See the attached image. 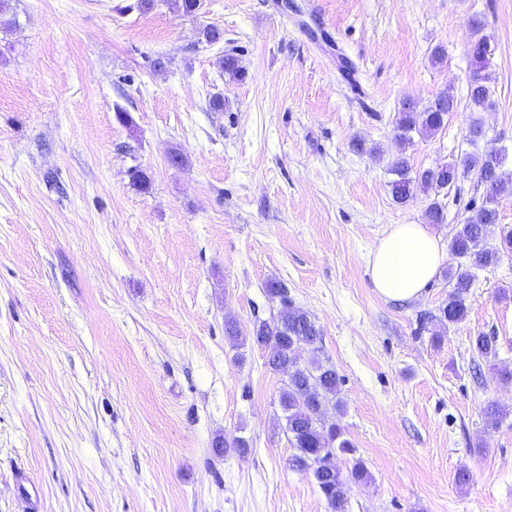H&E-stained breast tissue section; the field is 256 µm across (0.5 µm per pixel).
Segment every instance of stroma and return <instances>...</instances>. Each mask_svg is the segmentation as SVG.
Instances as JSON below:
<instances>
[{"label": "stroma", "mask_w": 512, "mask_h": 512, "mask_svg": "<svg viewBox=\"0 0 512 512\" xmlns=\"http://www.w3.org/2000/svg\"><path fill=\"white\" fill-rule=\"evenodd\" d=\"M131 2L10 0L0 24V512H329L289 464L285 377L253 341L280 308L271 281L342 379L344 412L325 419L355 448L339 466L368 471L346 512H512V256L476 270L438 343L423 316L444 274L402 304L368 273L390 226L424 223L431 201L393 200L398 153L446 164L475 118L483 147L512 153V0H203L193 17ZM477 24L494 90L478 115ZM227 53L244 80L219 68ZM444 91L446 125L400 150L403 103ZM482 197L470 177L439 196L443 242ZM481 333L495 358L473 352ZM236 437L248 454L215 452Z\"/></svg>", "instance_id": "35a3bbf8"}]
</instances>
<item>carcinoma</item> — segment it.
Listing matches in <instances>:
<instances>
[{
	"label": "carcinoma",
	"mask_w": 512,
	"mask_h": 512,
	"mask_svg": "<svg viewBox=\"0 0 512 512\" xmlns=\"http://www.w3.org/2000/svg\"><path fill=\"white\" fill-rule=\"evenodd\" d=\"M490 38L475 28L470 36V51L473 69L468 88V99L472 111L483 112L492 105L493 89L487 73L490 60L485 58ZM224 73L233 78H245L240 60L226 54L219 60ZM455 106L454 96L449 92L438 95L428 106L417 110L416 105L406 102L395 120L397 137L401 148L411 143V133L432 136L445 125L449 112ZM484 136L480 119L472 120L468 143L472 150L456 160L440 167L412 170L404 157L391 164L395 179L390 182L393 199L405 204L418 193L439 194L453 189L457 173L472 175L483 187L481 202H469L470 215L450 242L452 254L459 262L448 267L446 276L453 282L448 299L433 316L443 328L462 323L467 316L466 296L475 280L474 270L497 264L505 255L512 254V230L500 232L497 246L489 248L484 242L495 235L498 213L495 203L505 196H512V178L505 177L490 167V151L479 148ZM267 292L280 299L281 309L272 320L259 322L254 331V342L271 351L268 366L288 376L280 394V406L285 413L288 438L295 453L290 458L291 467L297 471L310 472L325 498L330 512H345L350 481L367 475L361 462H356L346 474L337 464L338 457L353 454L351 441L344 437L343 428L337 424H326L324 413L331 406L336 413L343 414L344 404L337 398L341 378L328 360L321 358L322 330L310 314L295 308L288 298L285 287L270 282ZM473 350L482 359L497 355V339L483 333L474 337ZM303 348L312 354L309 365L297 361V351Z\"/></svg>",
	"instance_id": "cac0c4a2"
}]
</instances>
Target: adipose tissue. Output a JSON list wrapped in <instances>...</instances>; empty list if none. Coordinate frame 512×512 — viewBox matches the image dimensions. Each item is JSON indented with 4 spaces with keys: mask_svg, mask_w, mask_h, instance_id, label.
<instances>
[{
    "mask_svg": "<svg viewBox=\"0 0 512 512\" xmlns=\"http://www.w3.org/2000/svg\"><path fill=\"white\" fill-rule=\"evenodd\" d=\"M448 252L440 236L424 224H395L371 252L370 278L386 300H418L446 262Z\"/></svg>",
    "mask_w": 512,
    "mask_h": 512,
    "instance_id": "1",
    "label": "adipose tissue"
}]
</instances>
